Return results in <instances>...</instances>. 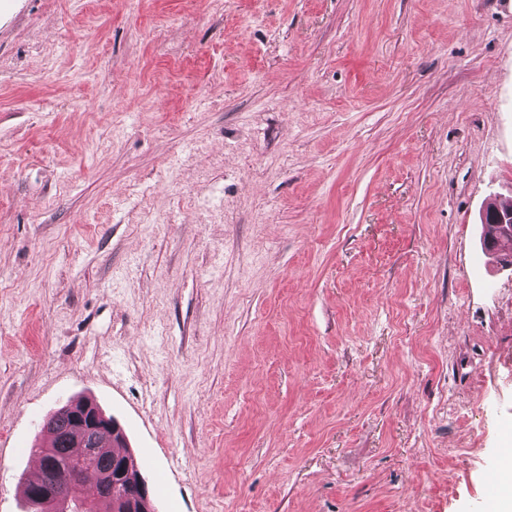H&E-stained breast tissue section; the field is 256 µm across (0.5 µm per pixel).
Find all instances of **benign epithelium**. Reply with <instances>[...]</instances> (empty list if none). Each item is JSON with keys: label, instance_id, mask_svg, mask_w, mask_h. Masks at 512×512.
<instances>
[{"label": "benign epithelium", "instance_id": "benign-epithelium-1", "mask_svg": "<svg viewBox=\"0 0 512 512\" xmlns=\"http://www.w3.org/2000/svg\"><path fill=\"white\" fill-rule=\"evenodd\" d=\"M74 418L85 432L83 447L88 455L96 451V441L104 436L112 438L121 432L120 426L112 421L90 399H80L69 405ZM73 484L90 489V497L76 500L72 498L68 487ZM127 494L124 500V512H153L148 487L141 475L126 484ZM112 470L108 469L99 475L88 473L81 465H75L67 470L61 480L50 484L37 486L30 492L41 512H90L93 503L104 498L112 499Z\"/></svg>", "mask_w": 512, "mask_h": 512}]
</instances>
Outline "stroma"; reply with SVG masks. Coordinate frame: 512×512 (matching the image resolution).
Here are the masks:
<instances>
[{"mask_svg": "<svg viewBox=\"0 0 512 512\" xmlns=\"http://www.w3.org/2000/svg\"><path fill=\"white\" fill-rule=\"evenodd\" d=\"M492 197L500 0H0V512L80 397L156 512H484Z\"/></svg>", "mask_w": 512, "mask_h": 512, "instance_id": "obj_1", "label": "stroma"}]
</instances>
